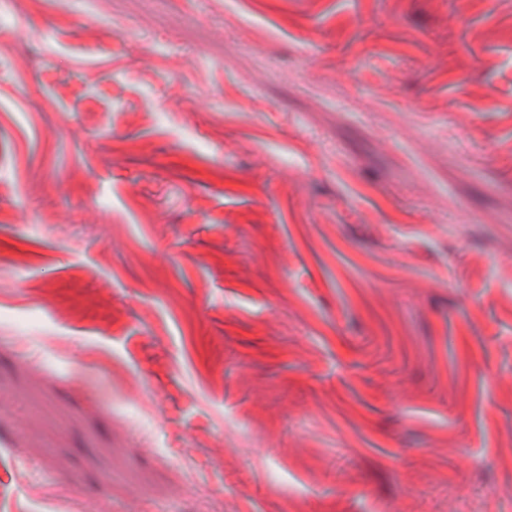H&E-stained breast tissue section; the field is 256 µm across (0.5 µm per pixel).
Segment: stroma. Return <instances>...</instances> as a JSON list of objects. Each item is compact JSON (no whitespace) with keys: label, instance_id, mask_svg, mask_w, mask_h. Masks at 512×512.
<instances>
[{"label":"stroma","instance_id":"1","mask_svg":"<svg viewBox=\"0 0 512 512\" xmlns=\"http://www.w3.org/2000/svg\"><path fill=\"white\" fill-rule=\"evenodd\" d=\"M512 0H0V512H512Z\"/></svg>","mask_w":512,"mask_h":512}]
</instances>
